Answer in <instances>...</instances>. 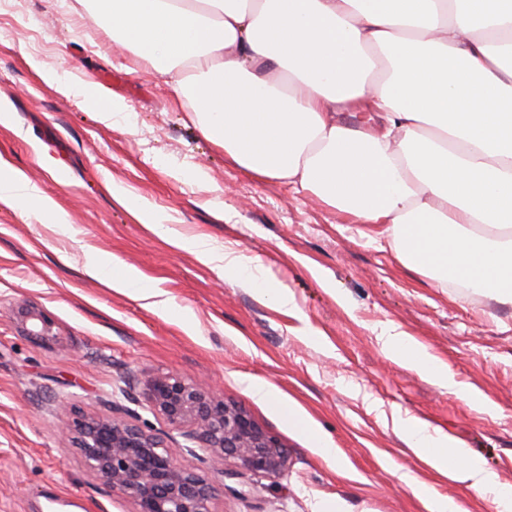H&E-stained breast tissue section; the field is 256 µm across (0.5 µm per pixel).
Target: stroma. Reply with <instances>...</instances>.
Masks as SVG:
<instances>
[{"label": "stroma", "mask_w": 512, "mask_h": 512, "mask_svg": "<svg viewBox=\"0 0 512 512\" xmlns=\"http://www.w3.org/2000/svg\"><path fill=\"white\" fill-rule=\"evenodd\" d=\"M80 76L65 98L30 67ZM129 109L104 125L94 100ZM0 159L68 216L0 199V512H135L134 501L84 466L58 402L75 412L120 404L141 423H167L144 405L141 380L180 375L244 408L288 450L280 478L255 477L178 455L208 473L218 512H501L494 493L441 474L408 447L415 424L512 487V303L438 284L403 266L345 215L291 185L258 180L225 160L175 102L169 77L135 64L82 0H0ZM134 197L161 214L170 237L140 224ZM181 239L202 242L206 264ZM262 262L286 288L284 314L262 281L224 271V253ZM104 261L89 276L91 258ZM139 274L165 303L107 279ZM56 323L54 339L23 336L19 306ZM403 333L453 374L449 392L393 357ZM273 398L256 400L249 384ZM305 421L297 429L288 417Z\"/></svg>", "instance_id": "stroma-1"}]
</instances>
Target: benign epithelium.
I'll return each instance as SVG.
<instances>
[{"label":"benign epithelium","instance_id":"benign-epithelium-1","mask_svg":"<svg viewBox=\"0 0 512 512\" xmlns=\"http://www.w3.org/2000/svg\"><path fill=\"white\" fill-rule=\"evenodd\" d=\"M20 332L34 339L55 337V322L34 303L16 315ZM149 409L187 441L182 450L206 453L212 469L226 464L254 476H280L288 454L279 439L241 407L170 373L144 384ZM118 401L105 414L78 415L68 424L74 447L104 485L132 499L136 512H217L216 488L204 473L177 463L165 438L143 428Z\"/></svg>","mask_w":512,"mask_h":512}]
</instances>
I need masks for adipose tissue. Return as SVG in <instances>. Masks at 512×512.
I'll use <instances>...</instances> for the list:
<instances>
[{
  "label": "adipose tissue",
  "mask_w": 512,
  "mask_h": 512,
  "mask_svg": "<svg viewBox=\"0 0 512 512\" xmlns=\"http://www.w3.org/2000/svg\"><path fill=\"white\" fill-rule=\"evenodd\" d=\"M133 60L172 77L177 100L226 160L374 228L396 257L439 283L512 300V0H89ZM370 111L376 125L345 122ZM0 196L66 214L0 160ZM387 349L450 386L451 372L402 334ZM411 448L512 494L495 473Z\"/></svg>",
  "instance_id": "adipose-tissue-1"
}]
</instances>
